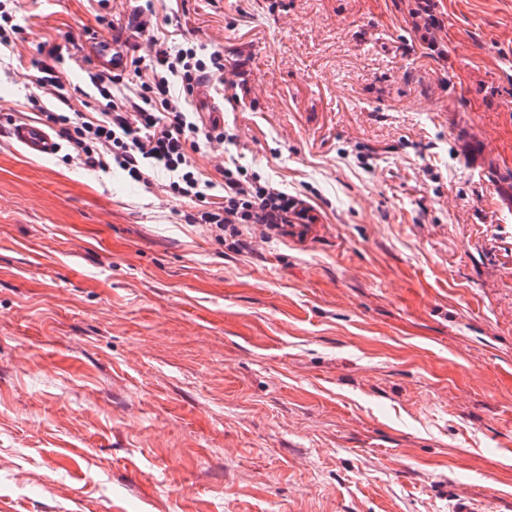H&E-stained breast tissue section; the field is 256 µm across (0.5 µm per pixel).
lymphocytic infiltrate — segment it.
I'll use <instances>...</instances> for the list:
<instances>
[{
	"mask_svg": "<svg viewBox=\"0 0 512 512\" xmlns=\"http://www.w3.org/2000/svg\"><path fill=\"white\" fill-rule=\"evenodd\" d=\"M151 44V54L131 57L128 64L127 81L135 85L134 94L111 90L100 75H90L105 101L97 119L69 107L65 58L58 48L34 60L40 97L66 106L47 118L59 126L76 159L104 172L120 168L146 186L155 172L172 173L166 192L202 205L189 215V223L207 225L222 237L242 236L255 225L282 234L288 225L312 223L302 199L235 160L217 166L218 180L195 174L190 155L204 153L214 136L200 127L195 113L185 110L181 98L171 95L170 85L181 82L189 93L202 84L226 86L224 55L195 45L171 50L156 38Z\"/></svg>",
	"mask_w": 512,
	"mask_h": 512,
	"instance_id": "lymphocytic-infiltrate-1",
	"label": "lymphocytic infiltrate"
}]
</instances>
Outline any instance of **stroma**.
Returning <instances> with one entry per match:
<instances>
[{"label": "stroma", "mask_w": 512, "mask_h": 512, "mask_svg": "<svg viewBox=\"0 0 512 512\" xmlns=\"http://www.w3.org/2000/svg\"><path fill=\"white\" fill-rule=\"evenodd\" d=\"M157 38L221 48L196 90L233 157L312 205L231 248L193 203L58 154L32 66L125 0H13L0 53V507L5 512H512V0H153ZM0 1V53L2 47L6 50L13 49L15 41L12 35L17 33L19 25L14 22L12 12L7 9V4ZM8 133L16 144L33 156L52 158L61 150L57 136L35 123L14 122Z\"/></svg>", "instance_id": "obj_1"}]
</instances>
